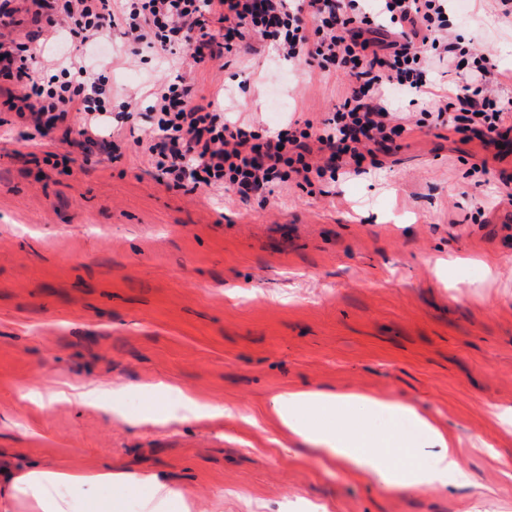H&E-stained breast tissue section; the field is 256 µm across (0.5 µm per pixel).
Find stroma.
I'll return each mask as SVG.
<instances>
[{
    "mask_svg": "<svg viewBox=\"0 0 512 512\" xmlns=\"http://www.w3.org/2000/svg\"><path fill=\"white\" fill-rule=\"evenodd\" d=\"M448 33L494 56L512 102V16L499 0L449 10ZM84 57L113 106L184 77L213 109L276 130L320 122L350 92L340 72L273 50L195 63L104 30L36 56ZM286 101L285 111L273 103ZM389 102L407 119L378 167L264 205L230 189L168 186L134 139L121 157L23 143L0 103V467L37 460L154 473L204 512H512V132L495 140L418 126L429 95ZM119 383L123 417L52 392ZM176 386L236 420L175 422L151 391ZM389 395L459 436L470 481L399 489L294 455L262 416L288 389ZM258 424H250V417Z\"/></svg>",
    "mask_w": 512,
    "mask_h": 512,
    "instance_id": "obj_1",
    "label": "stroma"
}]
</instances>
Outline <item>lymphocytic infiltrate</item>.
I'll list each match as a JSON object with an SVG mask.
<instances>
[{
    "label": "lymphocytic infiltrate",
    "instance_id": "1",
    "mask_svg": "<svg viewBox=\"0 0 512 512\" xmlns=\"http://www.w3.org/2000/svg\"><path fill=\"white\" fill-rule=\"evenodd\" d=\"M11 2L0 0V96L23 120L25 139L78 147L94 141L111 155V142L95 139L98 116L112 109L110 96L76 59L36 80L34 54L11 35ZM216 18L224 24L220 40L211 31ZM31 22L39 34L65 30L85 45L103 29L119 28L129 44L187 50L198 62L253 52L256 36L284 60L325 72L341 68L350 93L318 128L307 121L270 132L226 120L198 103V89L182 79L159 83L148 95L153 134L145 149L167 184L188 193L232 188L246 201L264 198L278 183L309 185L353 165H377L379 147L404 129L388 91H421L429 65L456 49L445 0H380L370 12L360 0H39ZM466 76L469 88L441 100L433 123L464 135L499 133L512 111L495 94L496 63L477 54Z\"/></svg>",
    "mask_w": 512,
    "mask_h": 512
}]
</instances>
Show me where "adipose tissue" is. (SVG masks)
Here are the masks:
<instances>
[{
	"label": "adipose tissue",
	"instance_id": "adipose-tissue-1",
	"mask_svg": "<svg viewBox=\"0 0 512 512\" xmlns=\"http://www.w3.org/2000/svg\"><path fill=\"white\" fill-rule=\"evenodd\" d=\"M163 393L174 420L239 416L233 408L202 402L177 387H165ZM265 418L283 435L310 445L323 462L363 469L394 487L436 488L469 480L454 434L431 415L391 396L291 389L272 397ZM0 481L7 498L0 512H126L131 498L139 512H201L194 498L155 474L32 462L16 472L0 471Z\"/></svg>",
	"mask_w": 512,
	"mask_h": 512
}]
</instances>
